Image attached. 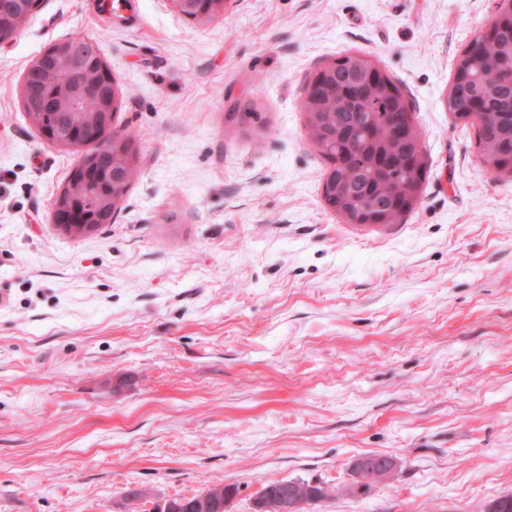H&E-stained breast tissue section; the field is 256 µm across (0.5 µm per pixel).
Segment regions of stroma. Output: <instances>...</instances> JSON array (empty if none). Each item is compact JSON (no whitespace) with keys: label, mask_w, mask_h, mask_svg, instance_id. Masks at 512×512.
<instances>
[{"label":"stroma","mask_w":512,"mask_h":512,"mask_svg":"<svg viewBox=\"0 0 512 512\" xmlns=\"http://www.w3.org/2000/svg\"><path fill=\"white\" fill-rule=\"evenodd\" d=\"M498 0H40L0 45V512H154L235 485L327 483L314 512H483L512 493V179L445 100ZM99 39L141 131L112 223L52 222L74 155L20 100L31 62ZM370 54L415 106L430 168L403 224L322 197L305 78ZM397 458L352 494L350 465ZM141 488L130 504L124 492ZM225 2L224 0H170L172 7L177 12L199 24L206 23L222 14ZM193 3H203L204 6L203 8H198L194 15H187L186 12L192 9Z\"/></svg>","instance_id":"1"}]
</instances>
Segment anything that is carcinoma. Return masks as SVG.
Returning a JSON list of instances; mask_svg holds the SVG:
<instances>
[{
    "instance_id": "cac0c4a2",
    "label": "carcinoma",
    "mask_w": 512,
    "mask_h": 512,
    "mask_svg": "<svg viewBox=\"0 0 512 512\" xmlns=\"http://www.w3.org/2000/svg\"><path fill=\"white\" fill-rule=\"evenodd\" d=\"M33 0H0V28L20 31L33 13ZM471 54L457 65L446 98L455 121L475 131L484 163L499 176L512 178V13L472 40ZM69 68L66 60L48 62L26 78L27 95L41 112H59L63 98L55 77ZM305 95L309 144L329 162L323 198L339 216L355 214L371 224H400L420 204L428 167L414 106L398 82L366 53L346 52L307 77ZM103 105L94 93L69 113L70 123L86 128L85 140L72 150L97 159L88 173L71 171L81 190L78 206L100 224L112 223V165H124L121 152L99 150L97 126Z\"/></svg>"
}]
</instances>
